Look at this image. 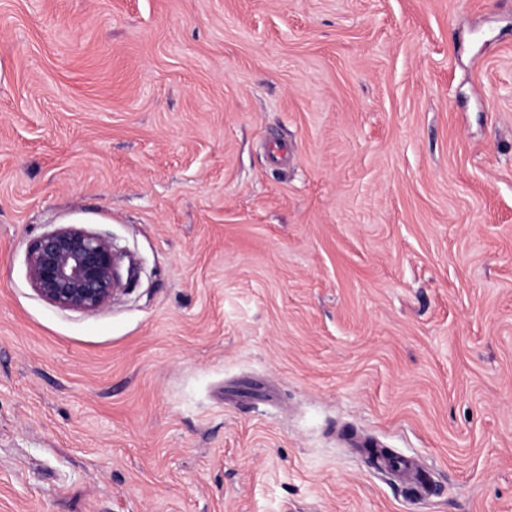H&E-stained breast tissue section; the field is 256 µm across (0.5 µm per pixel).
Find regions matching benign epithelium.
<instances>
[{"instance_id": "7a95c632", "label": "benign epithelium", "mask_w": 512, "mask_h": 512, "mask_svg": "<svg viewBox=\"0 0 512 512\" xmlns=\"http://www.w3.org/2000/svg\"><path fill=\"white\" fill-rule=\"evenodd\" d=\"M122 254L107 238L69 224L35 238L27 251L29 280L46 302L94 312L112 301L121 281Z\"/></svg>"}]
</instances>
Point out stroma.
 Segmentation results:
<instances>
[{
	"label": "stroma",
	"instance_id": "obj_1",
	"mask_svg": "<svg viewBox=\"0 0 512 512\" xmlns=\"http://www.w3.org/2000/svg\"><path fill=\"white\" fill-rule=\"evenodd\" d=\"M0 512H512V0H0ZM122 254L112 241L74 223L35 238L27 251L29 280L60 309L94 312L112 301ZM371 462L376 467L388 471L398 479L413 486L420 495L424 494L427 481L426 476L417 467L413 458L390 455L371 459Z\"/></svg>",
	"mask_w": 512,
	"mask_h": 512
}]
</instances>
